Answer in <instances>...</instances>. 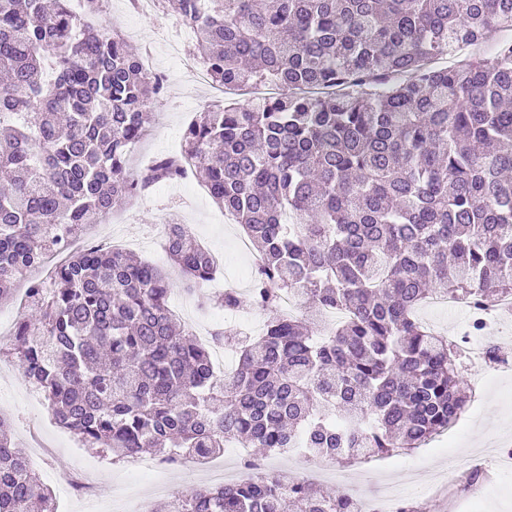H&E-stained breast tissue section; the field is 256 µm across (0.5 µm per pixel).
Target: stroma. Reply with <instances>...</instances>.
I'll use <instances>...</instances> for the list:
<instances>
[{
  "label": "stroma",
  "mask_w": 512,
  "mask_h": 512,
  "mask_svg": "<svg viewBox=\"0 0 512 512\" xmlns=\"http://www.w3.org/2000/svg\"><path fill=\"white\" fill-rule=\"evenodd\" d=\"M100 6L101 20L121 30L137 54L148 56L152 75L164 84L163 94L152 106L151 131L133 151L132 168L159 155L180 153L187 124L220 98L188 68L196 58L189 29L174 14L158 10L146 14L133 10L127 0H101ZM167 215L191 225L196 240L207 249L223 252L219 284L229 283L247 293L250 282L241 271L254 255L239 250V226L225 223L223 210L193 176L153 188L132 204L114 209L91 230L86 242L91 247L114 242L164 266L168 259L154 227ZM23 292L18 284L12 294L0 298V416L13 420L14 436L23 448L44 444L35 464L42 482L55 489L60 477L69 475L77 464L95 468L100 473L94 487L98 512H131L140 494L149 495L151 512H161L171 492L186 493L203 485L202 471L189 461L177 469L160 465L155 474L159 487L148 490L140 485V469L134 462L105 459L54 423L5 341L29 312L21 302ZM169 302L177 306V316L188 328L205 332L218 323L228 333L237 330L233 315L218 306L202 313L197 296L181 287H174ZM468 337L473 348L498 346L499 359L492 377L481 385L476 382L479 365L467 362L464 376L471 400L459 422L414 452L377 456L348 466V490L367 501L374 512H386L393 498L413 506L415 512H512V471L495 467L498 455L512 453V311L502 312L488 328ZM259 461L264 472L284 478L321 471L319 487H336L338 467L329 461H299L273 453L260 456Z\"/></svg>",
  "instance_id": "obj_1"
}]
</instances>
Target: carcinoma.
Segmentation results:
<instances>
[{"instance_id": "cac0c4a2", "label": "carcinoma", "mask_w": 512, "mask_h": 512, "mask_svg": "<svg viewBox=\"0 0 512 512\" xmlns=\"http://www.w3.org/2000/svg\"><path fill=\"white\" fill-rule=\"evenodd\" d=\"M69 0H0V291L49 253L32 313L9 343L56 423L112 461L151 450L207 460L237 442L346 461L422 447L468 401L465 351L415 312L433 293L478 319L512 295V0H157L185 21L209 78L281 92L217 104L181 155L128 169L163 93L126 39ZM204 174L257 252L250 305L274 312L215 374L167 305L171 282L121 249L73 250L91 221L149 186ZM183 286L216 266L183 224L166 228ZM300 291L309 314L283 315ZM219 303L242 308L235 288ZM0 512H57L53 490L0 417ZM168 512H361L343 491L257 473L204 486Z\"/></svg>"}]
</instances>
